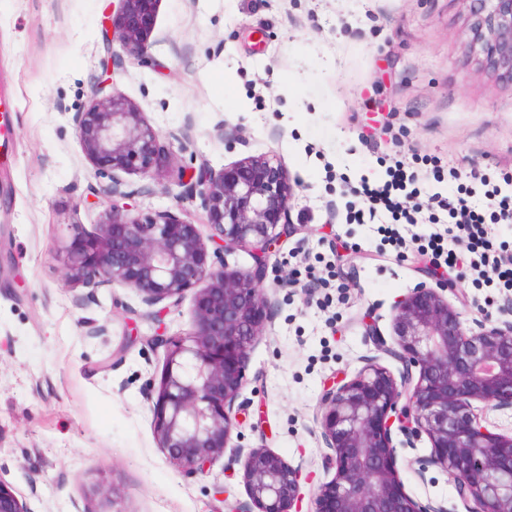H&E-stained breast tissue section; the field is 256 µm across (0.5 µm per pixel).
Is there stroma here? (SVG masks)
Returning <instances> with one entry per match:
<instances>
[{"label":"stroma","instance_id":"1","mask_svg":"<svg viewBox=\"0 0 512 512\" xmlns=\"http://www.w3.org/2000/svg\"><path fill=\"white\" fill-rule=\"evenodd\" d=\"M118 0H0V83L17 102L13 161L0 168V478L31 512H240L238 449L187 477L155 439L147 384H159L155 325L125 287L87 297L63 281L58 247L99 223L102 185L72 123L93 102L107 59L102 22ZM463 0H159L148 37L155 68H114L107 93L161 133L187 134L184 162L221 168L276 153L294 183L284 244L264 286L273 312L254 346L240 447L301 468V512L328 481L317 421L325 384L384 352L391 307L426 276L413 244L349 222L361 180L411 162L422 196L456 195L472 172L512 170V84L469 57ZM170 168L128 176L144 209L175 207ZM466 319H512V293L461 280ZM105 321L103 336L89 321ZM429 443L399 456L409 492L460 504L447 474H418Z\"/></svg>","mask_w":512,"mask_h":512}]
</instances>
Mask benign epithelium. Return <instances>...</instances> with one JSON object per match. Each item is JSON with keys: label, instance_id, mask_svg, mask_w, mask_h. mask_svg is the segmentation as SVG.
Wrapping results in <instances>:
<instances>
[{"label": "benign epithelium", "instance_id": "1", "mask_svg": "<svg viewBox=\"0 0 512 512\" xmlns=\"http://www.w3.org/2000/svg\"><path fill=\"white\" fill-rule=\"evenodd\" d=\"M112 41L126 57L155 68L146 39L158 0H119ZM471 39L468 53L480 70L512 82V0H464ZM72 123L84 156L109 179L99 193L107 206L92 230L60 246L64 281L91 297L116 286L136 291L148 306L169 309L196 294L191 329L145 338L165 353L164 372L152 404L153 428L169 462L203 474L224 457L240 426L236 405L248 382L252 347L264 336L270 300L264 288L268 264L295 231L289 219L293 185L275 154L247 156L215 170L202 165L178 192L176 202L199 201L212 234L209 250L198 225L182 208L143 212L130 204L138 191L124 190L118 176L150 177L176 166L185 137L163 134L128 101L100 96ZM250 254L253 268L230 266L226 257ZM458 294L451 278L440 288L420 284L395 301L394 346L399 376L375 363L324 389L319 424L333 451V477L315 494L314 512H447L424 504L407 490L397 445L426 436L430 451L419 471L448 474L463 512H512V435L483 424L481 406L512 409V322L464 319L444 292ZM402 435L403 440L395 441ZM243 477L252 508L246 512H295L302 499L299 467L265 448L244 454ZM0 512H30L26 501L0 478Z\"/></svg>", "mask_w": 512, "mask_h": 512}]
</instances>
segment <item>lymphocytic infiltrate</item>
<instances>
[{
    "mask_svg": "<svg viewBox=\"0 0 512 512\" xmlns=\"http://www.w3.org/2000/svg\"><path fill=\"white\" fill-rule=\"evenodd\" d=\"M389 175L384 184L361 185L362 193L371 202L369 223L389 225L390 241L400 244L417 225H437V233L418 246L419 261L445 262L457 275H472L478 287L512 288V252L494 246L489 233L490 223H512V196L501 197L491 213L464 189L452 197H431L424 206L417 202L416 191L407 188L403 163H396Z\"/></svg>",
    "mask_w": 512,
    "mask_h": 512,
    "instance_id": "f902f5d3",
    "label": "lymphocytic infiltrate"
}]
</instances>
